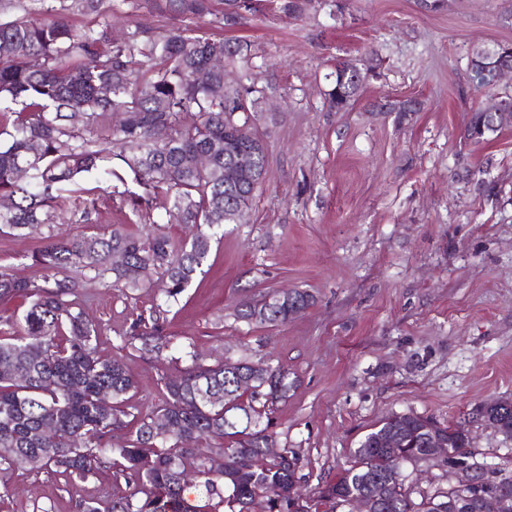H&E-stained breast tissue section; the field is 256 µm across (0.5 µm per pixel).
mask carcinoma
Wrapping results in <instances>:
<instances>
[{"mask_svg": "<svg viewBox=\"0 0 512 512\" xmlns=\"http://www.w3.org/2000/svg\"><path fill=\"white\" fill-rule=\"evenodd\" d=\"M46 15L31 12L0 19V231L23 232L57 223L62 193H87L89 177L134 182L132 210L151 227L132 233L115 228L104 234L45 236L32 260L48 272L44 284L0 273V303L21 298V315L6 318L10 331L0 336V472L46 469L84 479L107 464L132 491L110 500L85 499L78 512H201L185 496L183 459L196 454L200 493L216 496L225 512H245L254 500L267 512H319L356 495L377 497L376 512H438L444 493L419 491L411 498L401 463L426 452L427 428L436 422L409 413L397 424L387 416L353 452L352 464L336 480L318 488L299 506L291 496L301 481V458L293 448L266 453L276 440L269 412L288 399L295 380L288 370L265 360L197 362L168 381L162 402L151 413L130 416L124 396L135 381L123 359L98 352L97 327L67 300L77 272L90 284L138 289L159 284L165 301L177 300L206 273L215 229L240 224L250 209V177L233 178L237 156L255 150L256 169L266 161L261 139H244L258 90L245 88L215 95L192 75L207 68L214 54L229 64L247 62L251 45L240 39H211L193 29L138 26L115 41L112 13L128 0H31ZM259 0H144L160 16L192 23L209 17L226 28L259 11ZM313 0H278L286 17L300 18ZM71 15H94L83 28ZM327 93L330 109L345 111L355 101L362 79L338 62ZM467 139L484 142L498 133L488 109L471 108ZM209 158L201 169L197 159ZM28 176H16L18 166ZM163 195L181 224L196 232L174 242L153 226V199ZM290 308L273 293L246 302L237 318L279 324ZM126 345L143 355H160L170 346L164 325L139 315L126 332ZM133 426L123 443L105 438ZM219 438L226 462L215 475L212 450L188 448L201 438Z\"/></svg>", "mask_w": 512, "mask_h": 512, "instance_id": "cac0c4a2", "label": "carcinoma"}]
</instances>
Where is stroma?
I'll return each instance as SVG.
<instances>
[{"instance_id":"35a3bbf8","label":"stroma","mask_w":512,"mask_h":512,"mask_svg":"<svg viewBox=\"0 0 512 512\" xmlns=\"http://www.w3.org/2000/svg\"><path fill=\"white\" fill-rule=\"evenodd\" d=\"M301 19L257 14L229 30L199 23L201 37L233 35L253 56L229 66L232 87L264 99L254 131L266 174L244 224L212 242L207 273L178 301L155 288H78L70 296L96 322L98 350L122 357L136 386L125 406L155 408L164 383L190 366L126 347L137 315L159 314L176 344L201 363L269 355L296 383L272 419L279 444L302 457L299 491L312 496L353 460L365 434L394 413L414 412L471 430L469 450L487 472H512V439L476 420L482 404L512 400V128L465 140L476 97L475 47L512 44V0H338ZM366 74L346 111L326 93L336 62ZM407 97L416 112L378 106ZM92 195L66 194L72 236L135 231L134 183L90 180ZM46 228L0 232V271L43 283L32 260ZM297 288L315 304L288 323L238 320L239 304ZM102 467L84 480L16 470L0 512H75L79 500L126 494Z\"/></svg>"}]
</instances>
